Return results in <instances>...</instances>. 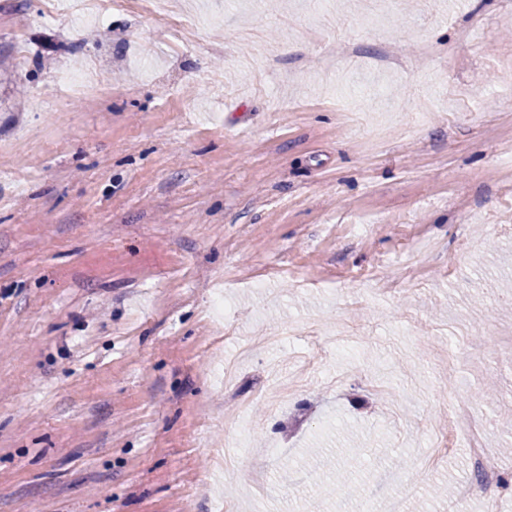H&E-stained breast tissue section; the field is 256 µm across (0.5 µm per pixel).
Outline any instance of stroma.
I'll use <instances>...</instances> for the list:
<instances>
[{
    "label": "stroma",
    "mask_w": 512,
    "mask_h": 512,
    "mask_svg": "<svg viewBox=\"0 0 512 512\" xmlns=\"http://www.w3.org/2000/svg\"><path fill=\"white\" fill-rule=\"evenodd\" d=\"M165 8L178 38L0 0V512H483L435 495L471 472L429 431L462 395L512 447L479 292H512V0Z\"/></svg>",
    "instance_id": "obj_1"
}]
</instances>
